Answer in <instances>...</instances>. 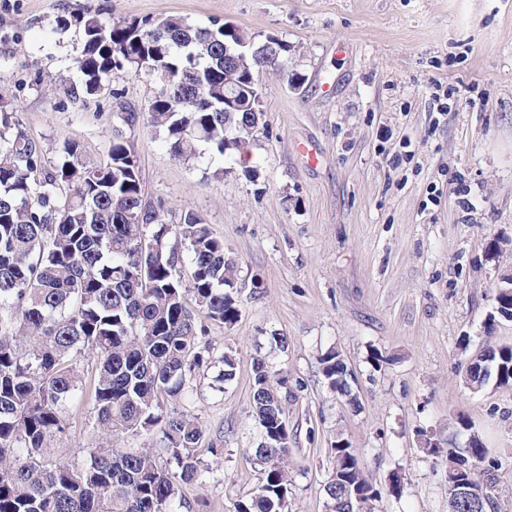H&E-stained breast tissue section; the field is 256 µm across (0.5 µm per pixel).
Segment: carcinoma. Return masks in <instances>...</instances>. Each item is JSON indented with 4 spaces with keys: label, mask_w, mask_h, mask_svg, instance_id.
I'll use <instances>...</instances> for the list:
<instances>
[{
    "label": "carcinoma",
    "mask_w": 512,
    "mask_h": 512,
    "mask_svg": "<svg viewBox=\"0 0 512 512\" xmlns=\"http://www.w3.org/2000/svg\"><path fill=\"white\" fill-rule=\"evenodd\" d=\"M79 23L81 77L68 86L70 101L82 105L125 76L154 80L166 72L171 80L159 82L146 105L121 113L124 124L164 135L177 160L190 162L206 148L256 176L243 155H253L267 134L258 78L276 71L289 85L301 83L290 67L296 46L285 41L272 55L268 36L176 15L108 24L92 15ZM244 39L256 55L235 72L230 94L227 70ZM236 279L224 240L196 213L169 224L163 203L144 198L139 157L122 133L97 164L86 163L75 143L49 161L0 98V512H182V486L207 483L224 449L211 443L204 459L198 415L164 403L212 369L217 384L232 380L234 361L213 355L206 322L238 320L239 306L226 292ZM487 354L497 385L512 386V345H490ZM339 356L326 351L322 371L347 398L348 378L336 380ZM290 397L288 372L257 360L251 407L263 478L234 512H289ZM84 402L91 405L88 435L132 434L150 445H91L79 458L68 456L59 442L71 409ZM428 453L466 470L475 486L494 484L486 466L492 450L478 433L468 448L450 442ZM332 455L337 479L327 491L341 512H374L375 488L357 449L337 443Z\"/></svg>",
    "instance_id": "obj_1"
}]
</instances>
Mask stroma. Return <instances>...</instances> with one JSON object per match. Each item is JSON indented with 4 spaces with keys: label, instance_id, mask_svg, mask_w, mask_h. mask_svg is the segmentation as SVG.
<instances>
[{
    "label": "stroma",
    "instance_id": "obj_1",
    "mask_svg": "<svg viewBox=\"0 0 512 512\" xmlns=\"http://www.w3.org/2000/svg\"><path fill=\"white\" fill-rule=\"evenodd\" d=\"M95 10L105 22H231L300 47L302 87L259 77L268 135L255 179L207 154L178 161L163 137L124 126L119 104L144 106L147 79L126 77L118 99L107 89L70 103L64 82L78 78L82 44L73 20ZM434 79L468 88L476 107L453 96L433 121ZM0 96L51 160L75 143L103 161L123 132L168 222L194 211L238 261V320L208 330L235 377L219 390L197 376L190 401L224 458L207 484L184 487L189 505L231 512L262 479L250 404L261 358L287 370L293 391L290 512H325L340 436L381 494L375 512H448V466L423 443L464 444L459 415L492 448V494L512 512V386L474 394L463 382L468 356L512 344V322L486 327L512 247L485 256L488 237L512 238V0H0ZM331 348L353 371L358 407L321 373Z\"/></svg>",
    "mask_w": 512,
    "mask_h": 512
}]
</instances>
